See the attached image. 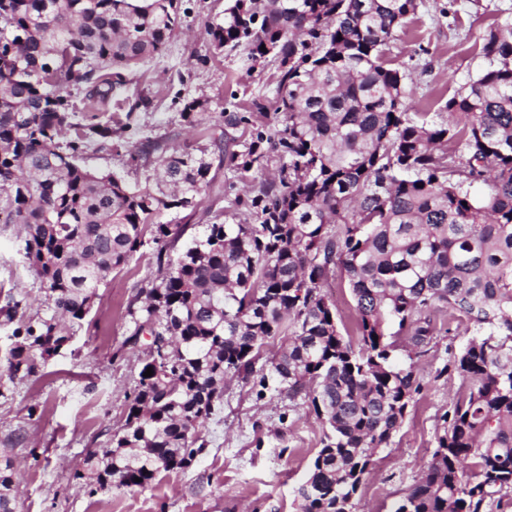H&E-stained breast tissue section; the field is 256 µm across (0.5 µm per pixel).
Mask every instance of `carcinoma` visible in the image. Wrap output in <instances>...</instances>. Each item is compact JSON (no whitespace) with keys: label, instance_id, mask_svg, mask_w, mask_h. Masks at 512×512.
Wrapping results in <instances>:
<instances>
[{"label":"carcinoma","instance_id":"obj_1","mask_svg":"<svg viewBox=\"0 0 512 512\" xmlns=\"http://www.w3.org/2000/svg\"><path fill=\"white\" fill-rule=\"evenodd\" d=\"M416 9V0H230L206 32L219 52L279 62L278 106L222 112L224 127L249 139L240 150L228 136L214 146L242 178L274 156L281 166L253 185L251 221L208 224L179 249L184 228L158 218L211 187L206 150L165 152L161 177L131 187L81 156L132 127L149 100L123 121L80 123L63 94L72 82L107 99L124 84L118 69L158 54L179 27L177 0H0V223L23 226L51 310L17 323L9 379L37 375L67 349L99 286L146 239L157 244L158 284L128 305L131 339L152 340L124 427L76 473L90 492L144 489L189 468L224 382L261 399L274 380L323 427L295 488L299 512H356L376 454L422 390L415 360L446 314L476 330L437 371L465 390L392 512L512 502V27L484 36L489 67L445 101L448 122L429 123L404 106V74L385 58ZM337 270L355 302L353 338L322 292ZM281 337L288 344L263 356ZM400 340L406 363L395 357ZM15 480L11 460L0 463V512H19Z\"/></svg>","mask_w":512,"mask_h":512}]
</instances>
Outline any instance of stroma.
<instances>
[{"label": "stroma", "instance_id": "1", "mask_svg": "<svg viewBox=\"0 0 512 512\" xmlns=\"http://www.w3.org/2000/svg\"><path fill=\"white\" fill-rule=\"evenodd\" d=\"M419 7L387 47V58L405 75L411 111L438 120L440 106L489 65L480 52L491 26L512 22V0H417ZM227 0H178L181 22L162 52L128 74L106 103L90 101L84 88L64 85L77 119L108 116L124 98L149 99L136 129L118 146H88L82 163L117 172L127 183L156 176L157 157L190 145L209 151L212 187L194 207L164 212L160 220L185 227L184 241L206 225L237 224L248 212L249 183L234 180L212 141L224 134L223 112L275 111L279 72L271 62H246L242 52L214 49L205 26L221 21ZM205 102L198 123H186L185 102ZM140 152L130 165V152ZM155 244H145L120 273L98 290L71 346L48 361L41 376L9 381L4 352L10 327L0 325V453L20 474L21 512H297L294 489L320 447L322 427L305 405L273 390L256 400L248 384L233 381L224 404L203 431L205 452L189 469L161 474L146 489L88 494L75 474L87 451L109 446L125 423L127 398L143 362L146 340H133L127 305L156 276ZM20 300L28 314L46 313L35 270L24 258V232L0 224V306ZM474 334L468 322L438 336L417 363L423 390L416 395L390 447L375 457L357 512H390L414 482L435 446L439 417L460 393L458 377L440 375L448 350Z\"/></svg>", "mask_w": 512, "mask_h": 512}]
</instances>
